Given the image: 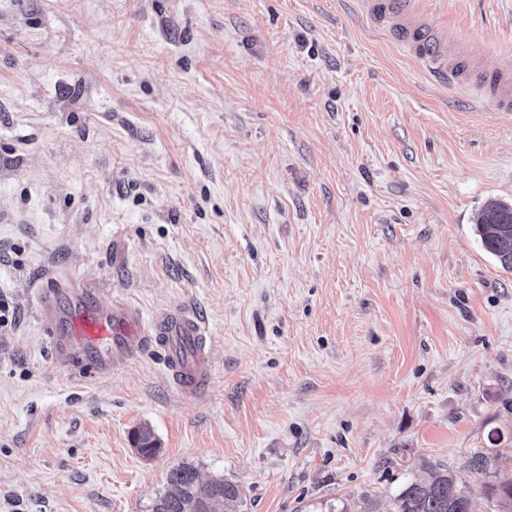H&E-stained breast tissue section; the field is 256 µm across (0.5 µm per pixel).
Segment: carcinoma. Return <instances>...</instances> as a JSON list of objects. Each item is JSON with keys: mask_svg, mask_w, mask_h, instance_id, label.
<instances>
[{"mask_svg": "<svg viewBox=\"0 0 512 512\" xmlns=\"http://www.w3.org/2000/svg\"><path fill=\"white\" fill-rule=\"evenodd\" d=\"M476 232L482 247L503 269L512 271V206L487 202L477 216ZM134 439L143 454L156 452L150 430H136ZM242 502L238 484L223 478L202 482L193 466L182 464L170 471L167 489L156 499L153 512H239ZM398 512H470V500L443 469L408 484L398 495Z\"/></svg>", "mask_w": 512, "mask_h": 512, "instance_id": "cac0c4a2", "label": "carcinoma"}]
</instances>
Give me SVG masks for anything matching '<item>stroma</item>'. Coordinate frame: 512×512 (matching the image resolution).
I'll list each match as a JSON object with an SVG mask.
<instances>
[{"mask_svg":"<svg viewBox=\"0 0 512 512\" xmlns=\"http://www.w3.org/2000/svg\"><path fill=\"white\" fill-rule=\"evenodd\" d=\"M426 20L473 70L512 48V0ZM489 200L512 203V118L356 0H0V512H152L186 463L241 512H395L430 467L505 512ZM65 277L148 323L194 311L199 393L155 345L60 367L38 296Z\"/></svg>","mask_w":512,"mask_h":512,"instance_id":"35a3bbf8","label":"stroma"}]
</instances>
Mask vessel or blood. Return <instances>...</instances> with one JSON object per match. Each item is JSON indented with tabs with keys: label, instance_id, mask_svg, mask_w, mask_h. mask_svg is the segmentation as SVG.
Listing matches in <instances>:
<instances>
[{
	"label": "vessel or blood",
	"instance_id": "b4317fda",
	"mask_svg": "<svg viewBox=\"0 0 512 512\" xmlns=\"http://www.w3.org/2000/svg\"><path fill=\"white\" fill-rule=\"evenodd\" d=\"M362 2L372 21L402 32L406 49L422 68L440 82L451 80L447 45H428L420 38L421 6L426 0ZM39 312L50 322L51 353L62 366L80 362L108 373L114 364L152 341L167 350L176 385L182 392L196 391L206 377V330L191 311L167 314L148 325L129 304L107 307L97 302L92 289L58 282L42 292Z\"/></svg>",
	"mask_w": 512,
	"mask_h": 512
}]
</instances>
